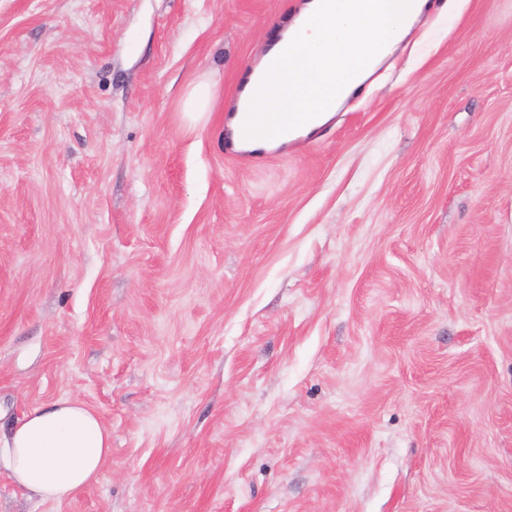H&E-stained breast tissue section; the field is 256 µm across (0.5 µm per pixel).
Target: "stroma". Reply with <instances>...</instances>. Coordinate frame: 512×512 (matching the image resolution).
<instances>
[{
  "instance_id": "1",
  "label": "stroma",
  "mask_w": 512,
  "mask_h": 512,
  "mask_svg": "<svg viewBox=\"0 0 512 512\" xmlns=\"http://www.w3.org/2000/svg\"><path fill=\"white\" fill-rule=\"evenodd\" d=\"M301 2L0 0V426L112 429L0 512H512V0H429L316 134L235 151ZM213 97L212 86L206 82H199L186 93L183 112L191 121L197 122L206 112H210ZM3 438L0 467L41 503L63 502L96 481L112 450L102 417L68 397L31 408Z\"/></svg>"
}]
</instances>
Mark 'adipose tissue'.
<instances>
[{
    "instance_id": "adipose-tissue-1",
    "label": "adipose tissue",
    "mask_w": 512,
    "mask_h": 512,
    "mask_svg": "<svg viewBox=\"0 0 512 512\" xmlns=\"http://www.w3.org/2000/svg\"><path fill=\"white\" fill-rule=\"evenodd\" d=\"M425 0H340L304 5L287 28V74L270 71L260 111L316 112L328 121L408 35ZM112 433L85 403L65 397L31 408L0 439V466L36 501L62 502L96 481Z\"/></svg>"
}]
</instances>
